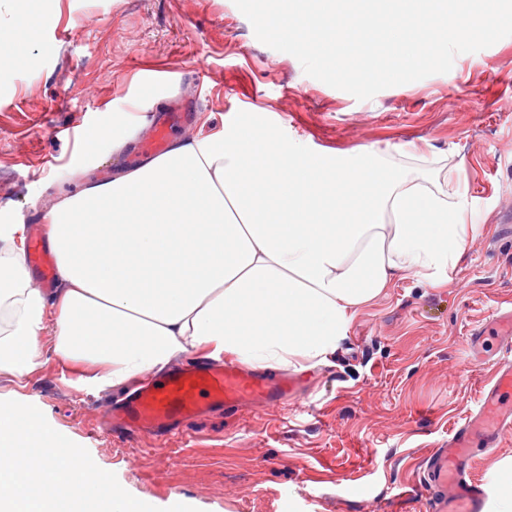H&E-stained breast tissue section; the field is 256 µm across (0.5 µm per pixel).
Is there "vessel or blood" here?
<instances>
[{
  "instance_id": "vessel-or-blood-1",
  "label": "vessel or blood",
  "mask_w": 512,
  "mask_h": 512,
  "mask_svg": "<svg viewBox=\"0 0 512 512\" xmlns=\"http://www.w3.org/2000/svg\"><path fill=\"white\" fill-rule=\"evenodd\" d=\"M189 112L186 104L171 103L154 122L149 151L163 152L171 131L188 120ZM26 259L43 287H50L56 261L39 226L31 228ZM491 321L500 332L495 373L482 389L477 412L454 429L446 444L428 453L421 478L425 512H485L488 493L483 481L472 476V461L479 450L498 447L504 434L512 430V409L504 405L512 398V309L494 313ZM302 384L299 374L249 369L232 361L189 363L108 405L98 425L119 436H177L189 442L195 419L217 410L242 411L252 403L285 401Z\"/></svg>"
}]
</instances>
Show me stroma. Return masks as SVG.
Masks as SVG:
<instances>
[{"label": "stroma", "instance_id": "35a3bbf8", "mask_svg": "<svg viewBox=\"0 0 512 512\" xmlns=\"http://www.w3.org/2000/svg\"><path fill=\"white\" fill-rule=\"evenodd\" d=\"M33 54L0 78V214L15 222L39 223L83 181L132 165V152L107 147L79 156L113 115L188 99L190 136L260 109L314 152L437 156L425 176L452 171L476 231L448 286L400 278L308 368L293 399L214 412L194 423L198 441L102 431L108 390L76 383L48 341L33 373H0V399L39 408L162 512L177 498L198 512H424L422 460L477 408L492 375L471 359L470 330L512 307V37L364 101L261 43L233 0H59ZM474 472L491 489L512 484V434L480 451Z\"/></svg>", "mask_w": 512, "mask_h": 512}]
</instances>
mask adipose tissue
Instances as JSON below:
<instances>
[{"instance_id": "obj_1", "label": "adipose tissue", "mask_w": 512, "mask_h": 512, "mask_svg": "<svg viewBox=\"0 0 512 512\" xmlns=\"http://www.w3.org/2000/svg\"><path fill=\"white\" fill-rule=\"evenodd\" d=\"M58 2L0 0V69L28 56ZM264 124L262 113L239 114L45 209L52 294L31 285L24 225L0 221V373L40 367L45 335L97 389L185 355L313 367L398 278L448 283L473 232L449 180L365 147L313 153ZM140 127L115 117L81 155L105 143L122 152Z\"/></svg>"}]
</instances>
